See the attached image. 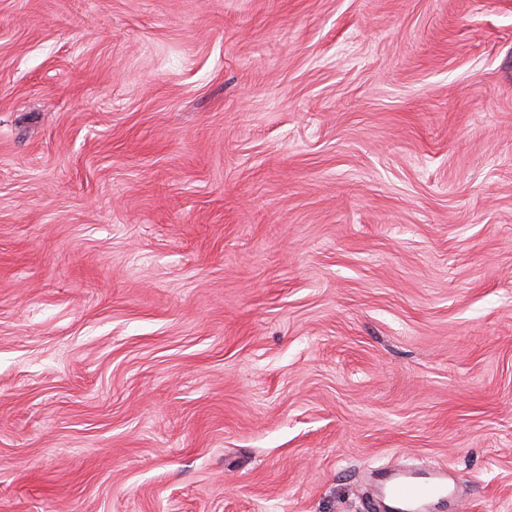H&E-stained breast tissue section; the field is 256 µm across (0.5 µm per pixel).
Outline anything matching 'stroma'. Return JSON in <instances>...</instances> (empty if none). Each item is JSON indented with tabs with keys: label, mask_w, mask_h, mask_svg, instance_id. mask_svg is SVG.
<instances>
[{
	"label": "stroma",
	"mask_w": 512,
	"mask_h": 512,
	"mask_svg": "<svg viewBox=\"0 0 512 512\" xmlns=\"http://www.w3.org/2000/svg\"><path fill=\"white\" fill-rule=\"evenodd\" d=\"M512 512V0H0V512ZM448 490L439 470H433L427 476L417 477L405 470L397 469L386 486V495L391 510L403 509L398 504H418L429 499L443 498Z\"/></svg>",
	"instance_id": "1"
}]
</instances>
